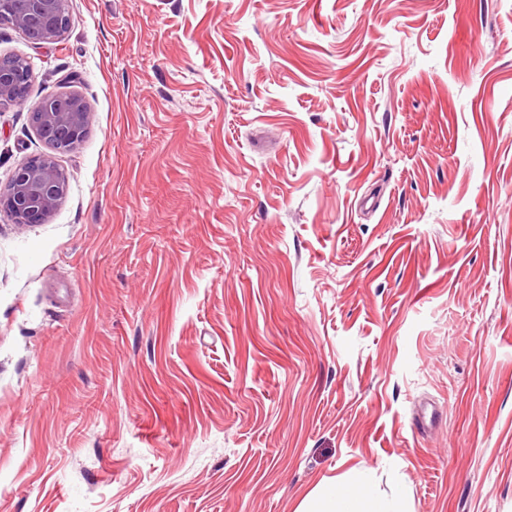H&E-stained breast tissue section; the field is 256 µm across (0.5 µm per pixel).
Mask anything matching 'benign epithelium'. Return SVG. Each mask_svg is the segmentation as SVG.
I'll return each mask as SVG.
<instances>
[{
    "label": "benign epithelium",
    "instance_id": "obj_1",
    "mask_svg": "<svg viewBox=\"0 0 512 512\" xmlns=\"http://www.w3.org/2000/svg\"><path fill=\"white\" fill-rule=\"evenodd\" d=\"M67 0H0V24L21 31L34 43L57 41L69 29ZM34 72L12 55H0V100L22 104ZM37 135L56 151L75 149L89 122L84 99L76 93L57 94L46 108L29 113ZM67 189V178L50 155H33L11 179L0 186V211L14 223L34 226L45 223Z\"/></svg>",
    "mask_w": 512,
    "mask_h": 512
}]
</instances>
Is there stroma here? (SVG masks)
I'll return each instance as SVG.
<instances>
[{
	"label": "stroma",
	"instance_id": "1",
	"mask_svg": "<svg viewBox=\"0 0 512 512\" xmlns=\"http://www.w3.org/2000/svg\"><path fill=\"white\" fill-rule=\"evenodd\" d=\"M0 104V512H512V0H69ZM83 97L56 152L30 112ZM67 189V178L50 155H33L0 186V211L15 224L45 223ZM299 512H404L398 501H387L376 496L363 481L359 472L348 493L336 495L332 486H326L312 496Z\"/></svg>",
	"mask_w": 512,
	"mask_h": 512
}]
</instances>
